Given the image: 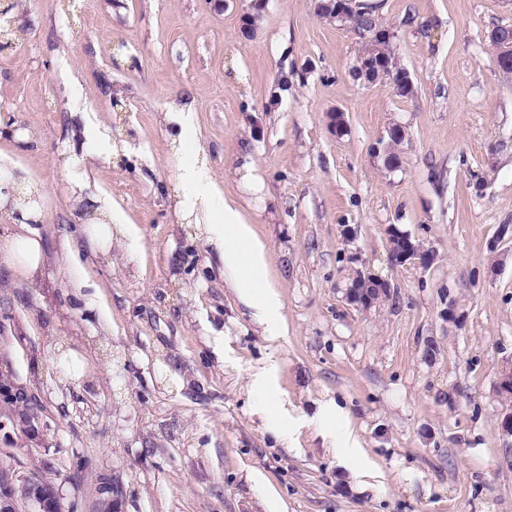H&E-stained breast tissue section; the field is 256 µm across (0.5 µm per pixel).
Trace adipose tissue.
Segmentation results:
<instances>
[{
  "instance_id": "adipose-tissue-1",
  "label": "adipose tissue",
  "mask_w": 512,
  "mask_h": 512,
  "mask_svg": "<svg viewBox=\"0 0 512 512\" xmlns=\"http://www.w3.org/2000/svg\"><path fill=\"white\" fill-rule=\"evenodd\" d=\"M179 179L187 190L188 208L206 217L205 238L221 255L234 286L246 300L259 306L268 327H276L279 296L260 274L265 262L263 248L250 225L243 222L235 202L229 198L218 199L204 157L182 165ZM43 194V185L16 174L7 161L0 158V208L10 209L19 224L29 228L27 235L0 242V258L18 278L27 282L35 281L43 267L42 240L31 228L41 217Z\"/></svg>"
}]
</instances>
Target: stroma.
<instances>
[{
    "label": "stroma",
    "instance_id": "obj_1",
    "mask_svg": "<svg viewBox=\"0 0 512 512\" xmlns=\"http://www.w3.org/2000/svg\"><path fill=\"white\" fill-rule=\"evenodd\" d=\"M11 2L0 155L45 186L44 270L0 264V376L39 430L5 424L0 464L63 512H100L106 484L118 512H512V79L489 40L512 0H364L409 98L355 76L359 35L314 0ZM189 102L175 138L165 114ZM88 119L116 148L86 156L80 203L61 155H86ZM395 123L390 170L373 149ZM200 151L265 247L279 335L184 211ZM92 199L130 227L105 256L81 234ZM394 227L429 268L391 262ZM357 270L391 285L367 311L346 297Z\"/></svg>",
    "mask_w": 512,
    "mask_h": 512
}]
</instances>
